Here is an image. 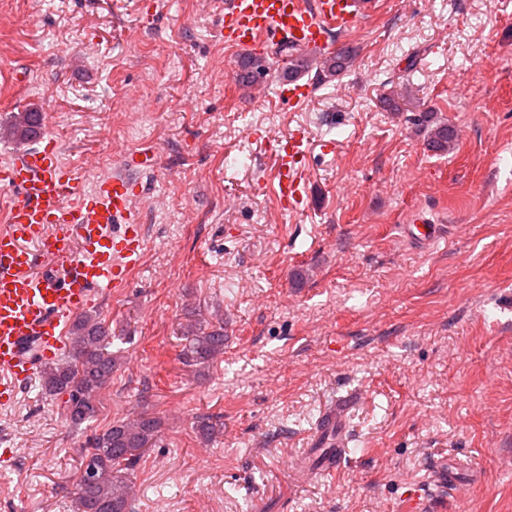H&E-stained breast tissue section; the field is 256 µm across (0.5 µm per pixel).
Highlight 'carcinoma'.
Returning <instances> with one entry per match:
<instances>
[{"mask_svg":"<svg viewBox=\"0 0 512 512\" xmlns=\"http://www.w3.org/2000/svg\"><path fill=\"white\" fill-rule=\"evenodd\" d=\"M275 54L287 56L284 76H295L319 63L318 73L333 78L349 71L358 49L344 45L321 61L275 49ZM262 58L249 55L240 63L237 80L247 87ZM41 115L38 112H17L7 129V135L18 140L37 136ZM417 122L427 132V146L438 152L451 148L455 140L452 128L430 112L421 113ZM183 358L192 366L207 364L224 353V330L190 324L184 331ZM112 343V327L97 316L83 314L71 328L68 360L64 363H44L41 367L42 387L60 400L58 408L67 422L81 426L97 419L99 393L112 379L113 360L107 348ZM161 428L160 418L142 413L129 421H116L112 426L94 433L80 450L73 475V512H132L129 471L133 470L155 440Z\"/></svg>","mask_w":512,"mask_h":512,"instance_id":"cac0c4a2","label":"carcinoma"}]
</instances>
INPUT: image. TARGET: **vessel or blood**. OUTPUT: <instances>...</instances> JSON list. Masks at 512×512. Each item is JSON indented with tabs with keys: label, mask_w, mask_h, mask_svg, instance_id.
Wrapping results in <instances>:
<instances>
[{
	"label": "vessel or blood",
	"mask_w": 512,
	"mask_h": 512,
	"mask_svg": "<svg viewBox=\"0 0 512 512\" xmlns=\"http://www.w3.org/2000/svg\"><path fill=\"white\" fill-rule=\"evenodd\" d=\"M376 8L375 0H222L226 45L252 51L285 45L329 55L335 34L353 29ZM310 82L279 80V101L299 104ZM36 147L0 165V187L11 192L8 224L0 230V403L15 399L40 359L65 349L67 328L97 296L124 285L142 259L141 214L130 183L115 175L84 191V172L60 157L61 147L40 131ZM305 136L289 135L273 153L277 201L283 210L304 200ZM346 418L331 406L319 419L322 448L310 449L297 471L308 480L336 469ZM458 459L437 462L434 485L451 491L466 485Z\"/></svg>",
	"instance_id": "1"
}]
</instances>
